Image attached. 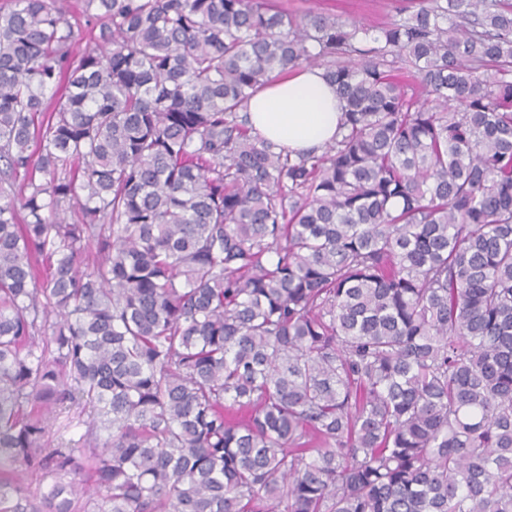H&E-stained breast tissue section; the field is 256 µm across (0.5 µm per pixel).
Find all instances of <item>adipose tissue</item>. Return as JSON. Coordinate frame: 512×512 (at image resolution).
<instances>
[{
	"mask_svg": "<svg viewBox=\"0 0 512 512\" xmlns=\"http://www.w3.org/2000/svg\"><path fill=\"white\" fill-rule=\"evenodd\" d=\"M247 112L263 139L294 154L330 143L342 117L335 87L311 67L273 80L249 101Z\"/></svg>",
	"mask_w": 512,
	"mask_h": 512,
	"instance_id": "ef3b65f1",
	"label": "adipose tissue"
}]
</instances>
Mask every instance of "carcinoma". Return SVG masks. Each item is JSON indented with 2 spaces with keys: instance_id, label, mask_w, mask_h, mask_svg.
I'll return each instance as SVG.
<instances>
[{
  "instance_id": "cac0c4a2",
  "label": "carcinoma",
  "mask_w": 512,
  "mask_h": 512,
  "mask_svg": "<svg viewBox=\"0 0 512 512\" xmlns=\"http://www.w3.org/2000/svg\"><path fill=\"white\" fill-rule=\"evenodd\" d=\"M83 2L0 0V512H512V0ZM83 0H67L66 18L74 26V51L79 52L85 46L87 31L93 24H88L83 14ZM288 7L335 14L343 21L381 25L396 17L397 0H280ZM247 112L263 139L292 154L330 143L342 117L336 88L311 67L273 80L248 102Z\"/></svg>"
}]
</instances>
